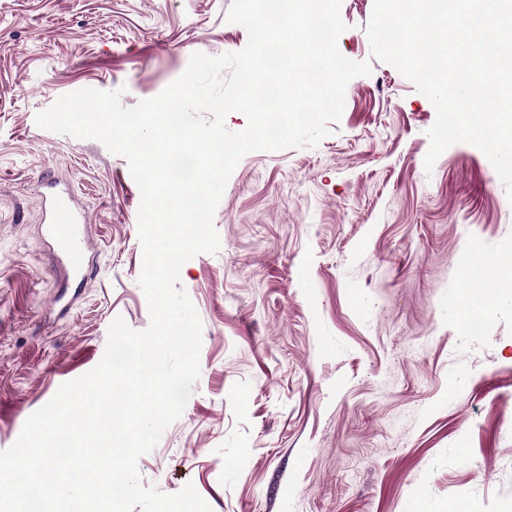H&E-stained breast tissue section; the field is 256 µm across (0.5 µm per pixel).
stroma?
Masks as SVG:
<instances>
[{
    "label": "stroma",
    "instance_id": "1",
    "mask_svg": "<svg viewBox=\"0 0 512 512\" xmlns=\"http://www.w3.org/2000/svg\"><path fill=\"white\" fill-rule=\"evenodd\" d=\"M232 0H0V451L95 368L108 328L150 323L140 190L100 141L36 126L67 93L132 107L191 56L235 53ZM373 0H342L340 53L367 61L317 146L252 151L214 216L220 248L180 270L202 321L200 376L138 460L143 486L193 485L211 512H512V266L483 331L451 312L470 245L512 247V201L456 143L426 168L431 101L372 59ZM86 210L93 274L67 309L36 185Z\"/></svg>",
    "mask_w": 512,
    "mask_h": 512
}]
</instances>
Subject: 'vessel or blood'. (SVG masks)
I'll return each instance as SVG.
<instances>
[{
	"mask_svg": "<svg viewBox=\"0 0 512 512\" xmlns=\"http://www.w3.org/2000/svg\"><path fill=\"white\" fill-rule=\"evenodd\" d=\"M45 221L51 235L63 244L62 262L76 283L87 280V264L84 260L86 247V217L73 200L65 182L53 178L44 181Z\"/></svg>",
	"mask_w": 512,
	"mask_h": 512,
	"instance_id": "b4317fda",
	"label": "vessel or blood"
}]
</instances>
